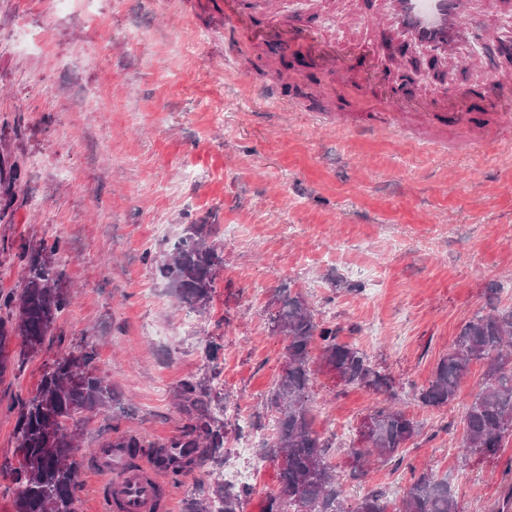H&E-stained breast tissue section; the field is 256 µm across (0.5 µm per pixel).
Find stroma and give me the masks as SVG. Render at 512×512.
I'll return each mask as SVG.
<instances>
[{
	"label": "stroma",
	"instance_id": "1",
	"mask_svg": "<svg viewBox=\"0 0 512 512\" xmlns=\"http://www.w3.org/2000/svg\"><path fill=\"white\" fill-rule=\"evenodd\" d=\"M379 0H268L294 25L372 46L355 70L398 57L375 24ZM436 80L456 97L481 75L512 78L496 42ZM431 69L407 59L375 89L328 92L322 61L299 45L231 46L224 0H0V152L27 185L0 219V290L18 288L29 245L60 236L72 304L56 342L0 381V461L13 456L18 400L56 356L94 350L116 402L90 415L76 474L81 512H113L93 470L95 448L123 434L163 443L186 420V379L223 386L225 448L249 444L259 465L244 512H265L280 485L265 458L270 384L284 363L273 330L280 289L301 294L387 380L345 387L318 371L314 430L353 504L372 490L397 502L426 471L448 480L459 512H496L512 488V437L497 458L462 457L464 401L423 406L418 394L461 327L488 305L512 306V140L465 148L448 125L437 151L414 122L378 133L386 97L416 96ZM191 224L213 227L224 264L205 314L157 276ZM218 350L204 355L207 343ZM397 404L420 434L400 461L352 474L348 450L374 407Z\"/></svg>",
	"mask_w": 512,
	"mask_h": 512
}]
</instances>
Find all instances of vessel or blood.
I'll return each mask as SVG.
<instances>
[{
    "label": "vessel or blood",
    "mask_w": 512,
    "mask_h": 512,
    "mask_svg": "<svg viewBox=\"0 0 512 512\" xmlns=\"http://www.w3.org/2000/svg\"><path fill=\"white\" fill-rule=\"evenodd\" d=\"M384 13L388 33L399 43H422L444 55L454 53L460 46L483 36L482 16L475 13L472 0H386ZM260 30L266 40L281 45H304L328 63L331 84L343 88L349 79H356L358 88L377 85L375 68L357 73L350 62L364 47L357 42L335 45L326 37L270 17ZM488 111L494 112L496 122L483 125L475 120L469 93H461L455 102L439 95H423L408 101L386 100L385 109L392 117L384 126L385 132L402 130L407 117L427 121L434 113L452 110L457 125L465 128L470 147L480 148L498 142L500 131L512 128V82L492 80L479 92ZM95 468L109 489L117 512H155L161 502L163 479L169 465L158 459L136 465L128 464L119 448H99L95 451Z\"/></svg>",
    "instance_id": "obj_1"
}]
</instances>
